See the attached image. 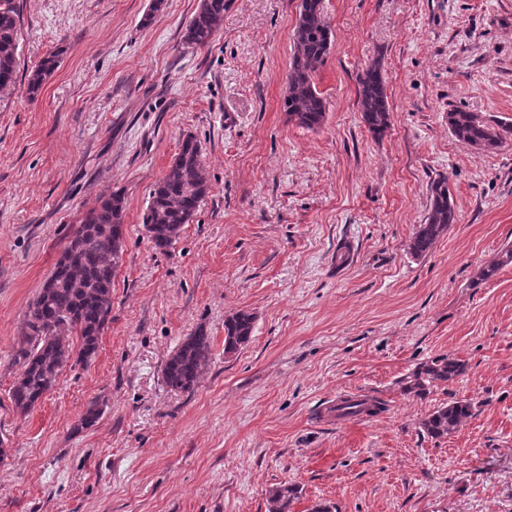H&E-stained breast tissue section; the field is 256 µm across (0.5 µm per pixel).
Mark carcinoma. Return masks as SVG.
I'll list each match as a JSON object with an SVG mask.
<instances>
[{"mask_svg": "<svg viewBox=\"0 0 512 512\" xmlns=\"http://www.w3.org/2000/svg\"><path fill=\"white\" fill-rule=\"evenodd\" d=\"M229 0H200L187 22L183 38L192 47L208 46L224 21ZM21 12L18 0H0V89L16 83ZM332 31L324 15L323 0H300L294 28V52L290 58L283 109L288 119L313 130L326 117V103L315 84V75L331 47ZM59 54L51 53L28 76L27 91L36 97L45 79L57 69ZM358 101L362 119L370 131L382 135L390 126L382 68L375 62L358 78ZM448 130L458 141L478 152H491L512 136V123L491 125L476 112L448 111ZM210 185L202 162L200 144L192 136L163 177L155 184L143 217L149 239L158 249L168 248L184 225L193 221ZM430 206L425 222L418 225L410 243L421 256L459 218L448 178L431 182ZM124 192L117 190L90 211L65 245L47 278L51 287L40 290L29 305L23 341L16 355L20 372L11 391V401L22 414L29 413L55 385L62 367L71 358L86 364L95 356L99 338L112 312V282L121 261ZM512 265V246L481 270L482 279L494 277ZM254 317L237 312L224 320V352L233 353L246 344ZM72 332L79 340L78 352L64 337ZM210 356V337L200 331L187 337L163 367L165 383L173 390L191 391L197 386ZM466 371L455 356H440L422 364L401 381L406 394L421 395L439 383L454 381ZM472 403L453 400L435 409L422 422L432 438L448 435L472 414ZM298 490L286 483L269 495L270 512H290Z\"/></svg>", "mask_w": 512, "mask_h": 512, "instance_id": "carcinoma-1", "label": "carcinoma"}]
</instances>
